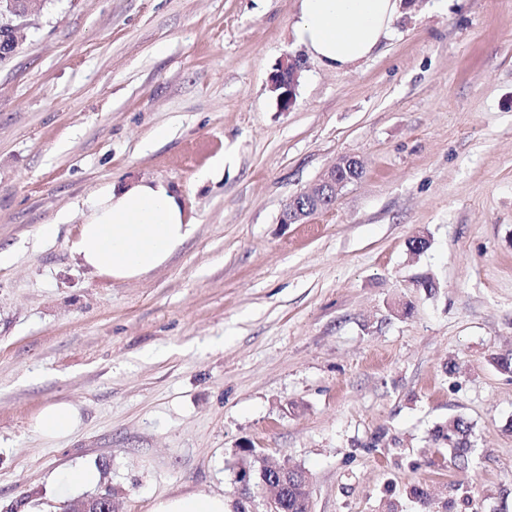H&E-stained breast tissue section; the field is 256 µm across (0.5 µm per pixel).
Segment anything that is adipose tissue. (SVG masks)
I'll return each mask as SVG.
<instances>
[{"instance_id":"1","label":"adipose tissue","mask_w":512,"mask_h":512,"mask_svg":"<svg viewBox=\"0 0 512 512\" xmlns=\"http://www.w3.org/2000/svg\"><path fill=\"white\" fill-rule=\"evenodd\" d=\"M296 41L325 69L349 68L367 59L388 34L396 0H298ZM195 226L180 195L167 183L141 178L96 191L81 213L72 251L100 276L130 281L165 265ZM80 422L71 403L45 406L35 429L51 440L69 436ZM152 512H234L221 494L191 493L158 500Z\"/></svg>"}]
</instances>
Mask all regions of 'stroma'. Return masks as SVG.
Listing matches in <instances>:
<instances>
[{"instance_id": "stroma-1", "label": "stroma", "mask_w": 512, "mask_h": 512, "mask_svg": "<svg viewBox=\"0 0 512 512\" xmlns=\"http://www.w3.org/2000/svg\"><path fill=\"white\" fill-rule=\"evenodd\" d=\"M298 11L42 0L23 19L0 60V512L191 492L265 512L239 492L249 449L302 468L312 512H387L414 484L512 512V371L493 361L512 354V0H399L374 55L336 72L295 41ZM343 156L362 176L281 223ZM141 177L196 230L140 279L99 276L71 250L80 212ZM57 401L80 424L49 441L31 422ZM454 417L463 470L434 439ZM81 467L98 483L61 489ZM301 72L300 60L296 57L288 55L278 69L274 78L272 77L273 91H279L277 99L279 100L283 109H289L294 103V89L298 83Z\"/></svg>"}]
</instances>
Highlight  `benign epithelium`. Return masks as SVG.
<instances>
[{"label":"benign epithelium","mask_w":512,"mask_h":512,"mask_svg":"<svg viewBox=\"0 0 512 512\" xmlns=\"http://www.w3.org/2000/svg\"><path fill=\"white\" fill-rule=\"evenodd\" d=\"M23 12L16 6V0H0V27L8 28L19 34L20 25L15 20ZM301 72L300 60L289 56L285 59L271 79L272 89L278 92L277 99L283 109L290 108L294 103V89L298 83ZM363 163L354 157H343L327 168L321 178L310 186L304 195L311 199L308 204H301L294 197L285 204L280 223L303 224L313 213L325 209L336 201L339 192L347 184L358 179L362 173ZM111 509V501L106 496H99L85 501L71 503L67 512H107Z\"/></svg>","instance_id":"obj_1"}]
</instances>
